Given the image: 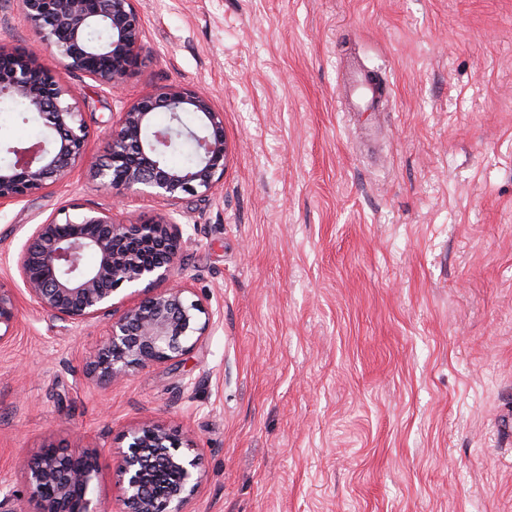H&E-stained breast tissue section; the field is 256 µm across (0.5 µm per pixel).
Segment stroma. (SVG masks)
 <instances>
[{
	"label": "stroma",
	"mask_w": 512,
	"mask_h": 512,
	"mask_svg": "<svg viewBox=\"0 0 512 512\" xmlns=\"http://www.w3.org/2000/svg\"><path fill=\"white\" fill-rule=\"evenodd\" d=\"M134 74H79L85 159L0 209V288L64 206L171 214L212 314L181 359L100 385L104 325L28 298L0 342V482L44 449L193 439L190 512H512V0H136ZM0 46L54 61L17 0ZM387 84L359 112L349 71ZM179 85L224 114L208 198L115 203L90 175L126 106Z\"/></svg>",
	"instance_id": "stroma-1"
}]
</instances>
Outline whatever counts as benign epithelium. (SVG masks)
<instances>
[{
	"instance_id": "obj_1",
	"label": "benign epithelium",
	"mask_w": 512,
	"mask_h": 512,
	"mask_svg": "<svg viewBox=\"0 0 512 512\" xmlns=\"http://www.w3.org/2000/svg\"><path fill=\"white\" fill-rule=\"evenodd\" d=\"M22 13L59 64L49 68L35 55L0 46V94L25 99L48 137L11 146V164L0 167V208L32 192L67 180L86 151L87 130L76 106L77 90L65 75L78 73L111 90L135 70L143 25L135 0H17ZM107 29L104 47L88 31ZM170 125L154 128L156 113ZM196 116L186 129L184 114ZM192 138L198 160L190 168L164 159L172 139ZM227 147L224 113L212 101L174 86L140 98L121 113L108 152L91 168L100 185L117 197L150 192L177 202L184 195L206 198L224 178ZM171 215L118 221L113 213L89 208L71 217L69 208L35 225L15 257L23 290L54 322L75 328L102 318L105 338L92 362L100 382L110 384L137 368L178 360L193 350L210 325V313L184 280L182 239ZM96 261L87 266L84 255ZM129 294L119 297L124 291ZM17 320L15 297L0 289V340ZM114 476L123 512H188L200 487L203 458L189 439L144 421L125 434ZM97 457L84 451L50 449L25 472V491L34 512H99L93 479Z\"/></svg>"
}]
</instances>
